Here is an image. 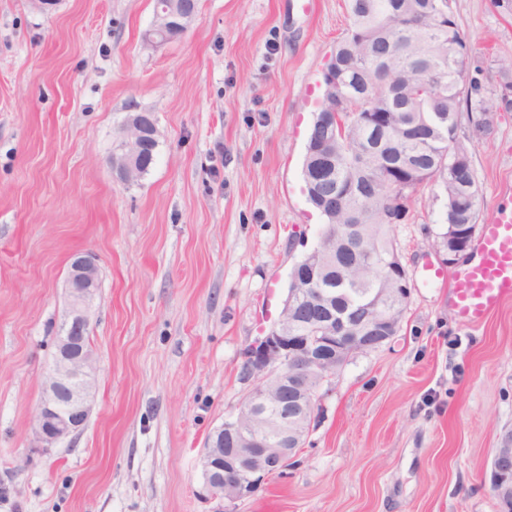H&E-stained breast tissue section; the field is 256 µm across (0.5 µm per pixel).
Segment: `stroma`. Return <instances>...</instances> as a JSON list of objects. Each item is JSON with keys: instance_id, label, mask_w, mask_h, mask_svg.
<instances>
[{"instance_id": "stroma-1", "label": "stroma", "mask_w": 512, "mask_h": 512, "mask_svg": "<svg viewBox=\"0 0 512 512\" xmlns=\"http://www.w3.org/2000/svg\"><path fill=\"white\" fill-rule=\"evenodd\" d=\"M153 6L63 0L44 15L0 0V512H212L204 444L252 388L243 352L279 320L323 232L302 166L345 0H199L185 35L156 50L141 44ZM451 7L494 102L512 15L494 0ZM141 110L156 158L123 184L112 139ZM488 119L489 135L464 116L458 129L481 223L512 206V112ZM444 223L432 182L389 229L410 288L398 333L337 371L293 464L227 512H498L512 300L460 321ZM78 253L101 280L93 409L44 450L32 417Z\"/></svg>"}]
</instances>
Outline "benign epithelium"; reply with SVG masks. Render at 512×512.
Instances as JSON below:
<instances>
[{
	"mask_svg": "<svg viewBox=\"0 0 512 512\" xmlns=\"http://www.w3.org/2000/svg\"><path fill=\"white\" fill-rule=\"evenodd\" d=\"M198 9L195 0H167L155 11L143 44L158 49L166 34L178 28L187 32ZM157 134L155 120L147 113L132 116L123 134V155L116 165L119 179L138 173L146 142ZM474 233L448 235L443 246L446 261L465 253ZM99 271L90 255L72 257L66 288L70 309L55 336V355L47 369L42 398L33 414V433L42 448H54L82 431L91 412L95 386V355L87 344L91 313L98 293ZM320 306L331 302L324 288H293L279 321L251 343L244 353V375L258 383L240 403L237 412L209 436L201 459L204 475L200 496L207 500L236 502L250 497L278 470L288 466L304 445L311 418L325 383L346 360L358 352L375 350L388 342L396 323L387 311L385 292L371 296L375 313L370 317V335L358 333L349 315L342 312L313 321L311 331L299 334L296 320H287L288 310L302 300ZM305 405L300 416L288 412V403Z\"/></svg>",
	"mask_w": 512,
	"mask_h": 512,
	"instance_id": "7a95c632",
	"label": "benign epithelium"
}]
</instances>
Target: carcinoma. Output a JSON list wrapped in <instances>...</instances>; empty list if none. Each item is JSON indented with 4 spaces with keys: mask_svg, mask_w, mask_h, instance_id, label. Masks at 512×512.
Masks as SVG:
<instances>
[{
    "mask_svg": "<svg viewBox=\"0 0 512 512\" xmlns=\"http://www.w3.org/2000/svg\"><path fill=\"white\" fill-rule=\"evenodd\" d=\"M348 37L336 47V122H313L303 166L309 201L327 224L318 245L317 280L333 295L332 309L348 311L363 326L373 314L370 297L387 288L381 262L393 251L384 226L393 196L390 179L405 182L400 195L413 203L420 188L436 182L447 201L446 224L476 223L479 197L464 194L476 175L459 138V115L476 131L486 114L512 112V102L484 97L470 70L449 0H347ZM500 92L512 88V57H499ZM383 104L397 124L387 132L370 126Z\"/></svg>",
    "mask_w": 512,
    "mask_h": 512,
    "instance_id": "carcinoma-1",
    "label": "carcinoma"
}]
</instances>
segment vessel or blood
Here are the masks:
<instances>
[{
  "instance_id": "1",
  "label": "vessel or blood",
  "mask_w": 512,
  "mask_h": 512,
  "mask_svg": "<svg viewBox=\"0 0 512 512\" xmlns=\"http://www.w3.org/2000/svg\"><path fill=\"white\" fill-rule=\"evenodd\" d=\"M451 293L457 315L468 326L479 325L512 299V208L496 210L482 224L474 260L457 273Z\"/></svg>"
}]
</instances>
